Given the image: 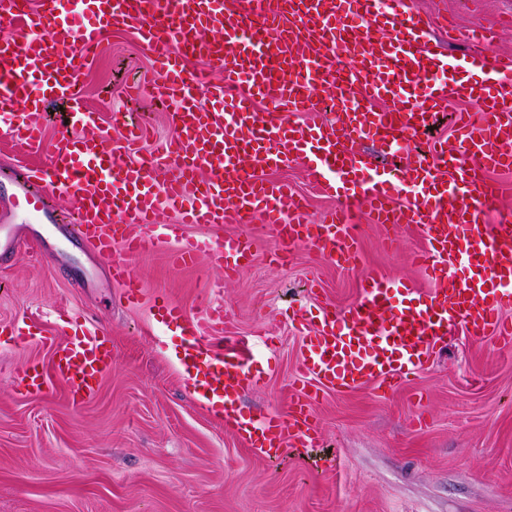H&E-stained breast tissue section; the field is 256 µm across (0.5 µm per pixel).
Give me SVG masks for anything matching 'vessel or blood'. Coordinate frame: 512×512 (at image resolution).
Segmentation results:
<instances>
[{
  "mask_svg": "<svg viewBox=\"0 0 512 512\" xmlns=\"http://www.w3.org/2000/svg\"><path fill=\"white\" fill-rule=\"evenodd\" d=\"M0 135L21 150L47 152L44 168L15 169L0 195V261L21 252L37 224L89 243L121 282L128 304L142 295L128 256L173 243L178 260L206 258L233 275L255 258L240 234L189 236L190 224H269L281 262L301 246L355 267L359 227L350 208L387 231L388 244L414 225L425 248L414 261L429 283L418 289L376 271L361 276L360 295L339 307L324 303L315 320L288 318L301 335L303 386L283 414L253 416L240 406L263 370L251 349L227 351L223 307L188 317L158 295L165 324L181 331L176 364L192 396L261 458L308 447L317 436L319 391L348 393L367 385L392 392L398 379L427 369L457 331L512 344V219L490 223L493 171L512 170V54L494 52L492 29L474 25L448 53L431 37V22L409 0H0ZM133 31L154 61L137 92L171 98L174 136L138 158L142 125L113 117L103 127L85 106L80 76L88 52L107 27ZM195 58L206 72L188 68ZM481 69L477 83H448L451 74ZM222 73L221 81L210 78ZM336 114L320 116L325 92ZM467 104L450 137L427 156L383 168L361 144L401 148L430 127L449 99ZM68 103L70 123L45 146L40 112ZM272 104L260 113L256 103ZM111 149H104V142ZM303 165L320 191L338 202L320 223L302 195L266 171ZM67 197L71 216L54 197ZM175 223H167V214ZM466 263L460 278L451 269ZM0 340L49 346V369L20 378L29 394L64 382L72 401L89 398L112 367V340L101 329L61 339L32 331L23 319L0 323Z\"/></svg>",
  "mask_w": 512,
  "mask_h": 512,
  "instance_id": "obj_1",
  "label": "vessel or blood"
}]
</instances>
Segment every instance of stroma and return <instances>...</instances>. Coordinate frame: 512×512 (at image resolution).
Returning <instances> with one entry per match:
<instances>
[{
	"label": "stroma",
	"instance_id": "obj_1",
	"mask_svg": "<svg viewBox=\"0 0 512 512\" xmlns=\"http://www.w3.org/2000/svg\"><path fill=\"white\" fill-rule=\"evenodd\" d=\"M411 6L461 29L494 27L496 51L512 53V0ZM152 68L132 33L106 31L82 69L86 107L105 123L115 111L130 113L149 126L151 141L171 138L170 101L127 93ZM187 231L248 234L256 260L228 277L205 261L179 263L167 245L131 257L143 289L134 306L86 250L63 246L48 263L30 250L0 264V322L22 318L56 337V312L85 310L112 339V368L80 406L60 382L45 396L18 388L24 369L48 364V346L0 345V512H512V350L461 332L391 395L368 387L325 394L316 407L315 447L290 449L271 463L191 399L174 359L180 330L157 315L160 294L191 316L220 303L224 346L274 339L264 379L243 406L255 415L286 412L302 377L300 337L285 310L345 306L357 298L365 270L425 287L410 262L424 245L417 228L402 230L399 246L390 248L384 228L363 224L355 269L338 268L309 247L288 263L270 262L276 243L258 218Z\"/></svg>",
	"mask_w": 512,
	"mask_h": 512
}]
</instances>
